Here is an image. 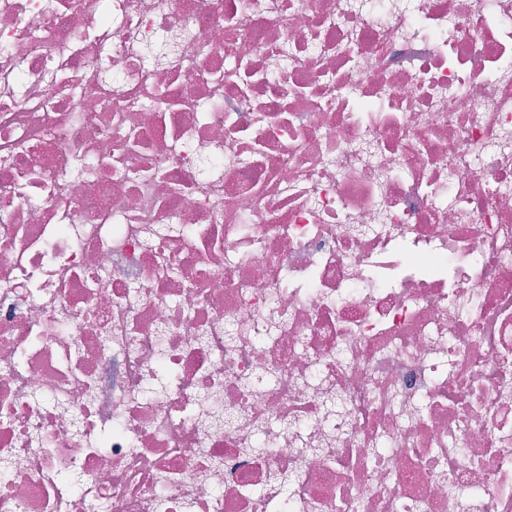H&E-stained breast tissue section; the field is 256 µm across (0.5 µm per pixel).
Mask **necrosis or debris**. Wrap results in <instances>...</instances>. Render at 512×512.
Returning a JSON list of instances; mask_svg holds the SVG:
<instances>
[{
	"label": "necrosis or debris",
	"mask_w": 512,
	"mask_h": 512,
	"mask_svg": "<svg viewBox=\"0 0 512 512\" xmlns=\"http://www.w3.org/2000/svg\"><path fill=\"white\" fill-rule=\"evenodd\" d=\"M0 512H512V0H0Z\"/></svg>",
	"instance_id": "obj_1"
}]
</instances>
